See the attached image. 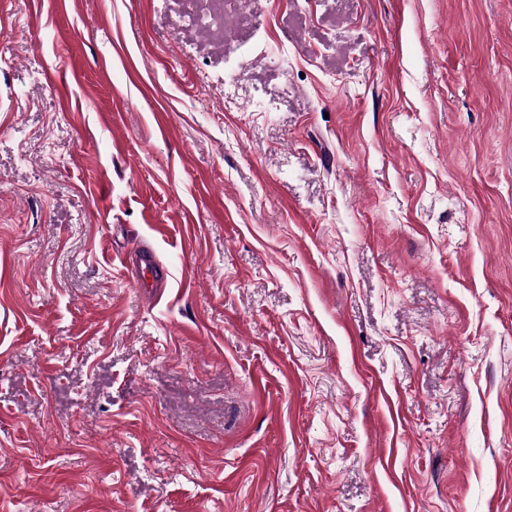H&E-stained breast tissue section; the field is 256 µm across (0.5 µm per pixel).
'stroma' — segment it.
<instances>
[{"label":"stroma","instance_id":"obj_1","mask_svg":"<svg viewBox=\"0 0 512 512\" xmlns=\"http://www.w3.org/2000/svg\"><path fill=\"white\" fill-rule=\"evenodd\" d=\"M184 9L0 0V512H512V0Z\"/></svg>","mask_w":512,"mask_h":512}]
</instances>
